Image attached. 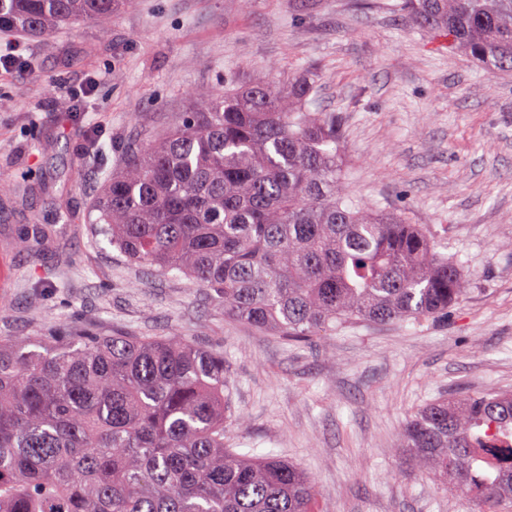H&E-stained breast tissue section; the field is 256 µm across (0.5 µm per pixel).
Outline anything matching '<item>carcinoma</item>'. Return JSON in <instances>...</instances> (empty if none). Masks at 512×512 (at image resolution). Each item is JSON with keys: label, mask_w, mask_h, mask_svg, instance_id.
Masks as SVG:
<instances>
[{"label": "carcinoma", "mask_w": 512, "mask_h": 512, "mask_svg": "<svg viewBox=\"0 0 512 512\" xmlns=\"http://www.w3.org/2000/svg\"><path fill=\"white\" fill-rule=\"evenodd\" d=\"M118 0H0V30L98 24ZM417 27L512 72V0H401ZM315 80L191 92L182 123L128 151L93 211L135 263L213 291L224 314L285 337L340 324L437 318L467 289L429 233L348 198L333 112ZM0 337V512H311L295 464L224 447V355L180 336L66 329L39 348ZM402 447L469 496L512 512V392L439 398Z\"/></svg>", "instance_id": "1"}]
</instances>
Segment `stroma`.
Returning <instances> with one entry per match:
<instances>
[{"label":"stroma","instance_id":"stroma-1","mask_svg":"<svg viewBox=\"0 0 512 512\" xmlns=\"http://www.w3.org/2000/svg\"><path fill=\"white\" fill-rule=\"evenodd\" d=\"M396 2L120 0L102 24L18 32L38 73L0 74V187L20 191L0 196V336L185 337L224 355L237 420L225 447L297 464L314 512H469L401 437L435 399L512 390V73L436 47ZM289 76L318 77L355 203L425 225L457 260L469 289L446 315L289 341L97 234L91 204L129 146L181 121L190 90ZM89 82L74 111L72 91ZM58 201L73 223H54ZM34 224L49 235L19 247Z\"/></svg>","mask_w":512,"mask_h":512}]
</instances>
